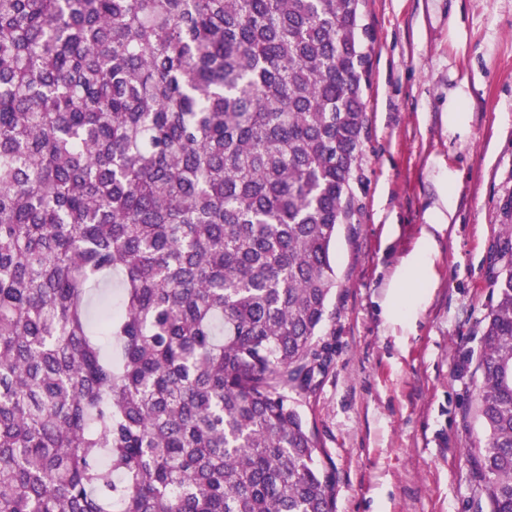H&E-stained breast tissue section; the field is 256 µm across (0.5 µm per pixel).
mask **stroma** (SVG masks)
I'll return each mask as SVG.
<instances>
[{
  "label": "stroma",
  "instance_id": "35a3bbf8",
  "mask_svg": "<svg viewBox=\"0 0 512 512\" xmlns=\"http://www.w3.org/2000/svg\"><path fill=\"white\" fill-rule=\"evenodd\" d=\"M363 22V210L332 247L330 362L297 408L336 512H488L476 397L512 201V0H366Z\"/></svg>",
  "mask_w": 512,
  "mask_h": 512
}]
</instances>
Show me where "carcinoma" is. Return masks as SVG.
<instances>
[{
	"label": "carcinoma",
	"instance_id": "obj_1",
	"mask_svg": "<svg viewBox=\"0 0 512 512\" xmlns=\"http://www.w3.org/2000/svg\"><path fill=\"white\" fill-rule=\"evenodd\" d=\"M361 5L0 0V512H335L296 398L361 210ZM498 263L478 453L512 512V224Z\"/></svg>",
	"mask_w": 512,
	"mask_h": 512
}]
</instances>
